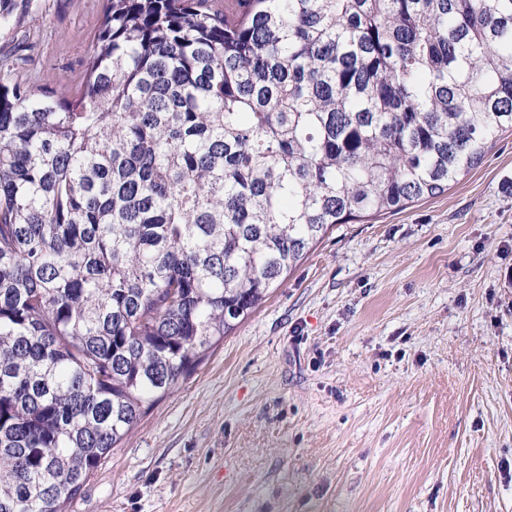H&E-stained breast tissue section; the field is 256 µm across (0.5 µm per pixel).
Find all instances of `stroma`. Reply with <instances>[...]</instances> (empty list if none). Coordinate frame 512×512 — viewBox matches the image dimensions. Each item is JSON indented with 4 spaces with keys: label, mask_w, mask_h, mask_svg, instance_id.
Masks as SVG:
<instances>
[{
    "label": "stroma",
    "mask_w": 512,
    "mask_h": 512,
    "mask_svg": "<svg viewBox=\"0 0 512 512\" xmlns=\"http://www.w3.org/2000/svg\"><path fill=\"white\" fill-rule=\"evenodd\" d=\"M101 0H29L72 86ZM67 512H512V134L441 196L328 230Z\"/></svg>",
    "instance_id": "35a3bbf8"
}]
</instances>
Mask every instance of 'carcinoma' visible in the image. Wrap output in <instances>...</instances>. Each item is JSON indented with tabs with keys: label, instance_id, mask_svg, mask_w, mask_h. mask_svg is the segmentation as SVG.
I'll return each mask as SVG.
<instances>
[{
	"label": "carcinoma",
	"instance_id": "obj_1",
	"mask_svg": "<svg viewBox=\"0 0 512 512\" xmlns=\"http://www.w3.org/2000/svg\"><path fill=\"white\" fill-rule=\"evenodd\" d=\"M5 71L0 512H66L331 227L512 132V0H103L74 86Z\"/></svg>",
	"mask_w": 512,
	"mask_h": 512
}]
</instances>
